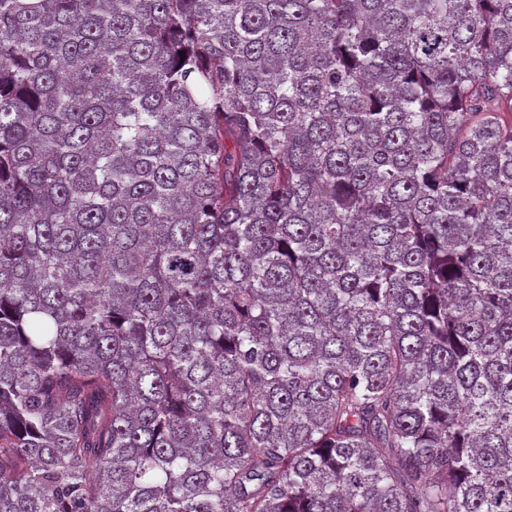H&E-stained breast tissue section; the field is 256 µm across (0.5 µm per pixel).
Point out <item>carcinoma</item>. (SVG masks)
<instances>
[{
	"label": "carcinoma",
	"mask_w": 512,
	"mask_h": 512,
	"mask_svg": "<svg viewBox=\"0 0 512 512\" xmlns=\"http://www.w3.org/2000/svg\"><path fill=\"white\" fill-rule=\"evenodd\" d=\"M0 512H512V0H0Z\"/></svg>",
	"instance_id": "1"
}]
</instances>
